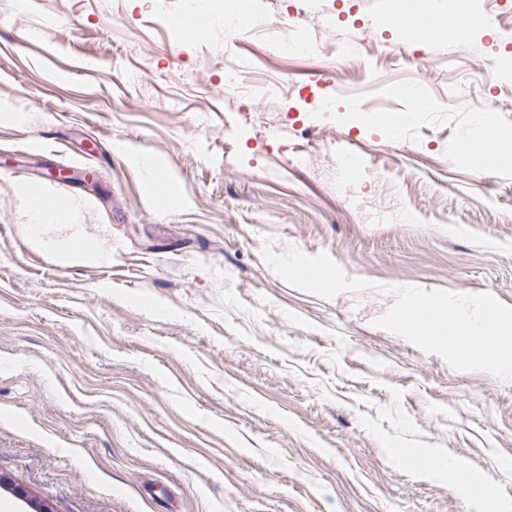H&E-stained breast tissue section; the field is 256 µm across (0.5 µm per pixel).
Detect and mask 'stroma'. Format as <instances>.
I'll return each mask as SVG.
<instances>
[{
  "instance_id": "obj_1",
  "label": "stroma",
  "mask_w": 512,
  "mask_h": 512,
  "mask_svg": "<svg viewBox=\"0 0 512 512\" xmlns=\"http://www.w3.org/2000/svg\"><path fill=\"white\" fill-rule=\"evenodd\" d=\"M487 2L458 45L402 38L388 0H235L316 44L285 55L249 28L223 41L224 0H0V102L26 115L0 120V512H471L391 448L453 456L512 503V381L377 327L391 295L324 299L262 257L512 306V5ZM188 12L209 34L171 27ZM413 85L425 105L395 132ZM483 98L502 152L481 167L455 147ZM342 151L365 172L341 179ZM23 186L81 202L47 237L111 260L34 247ZM52 253L63 263L94 262L109 256V251L93 241L82 239L77 233L68 241L50 246Z\"/></svg>"
}]
</instances>
